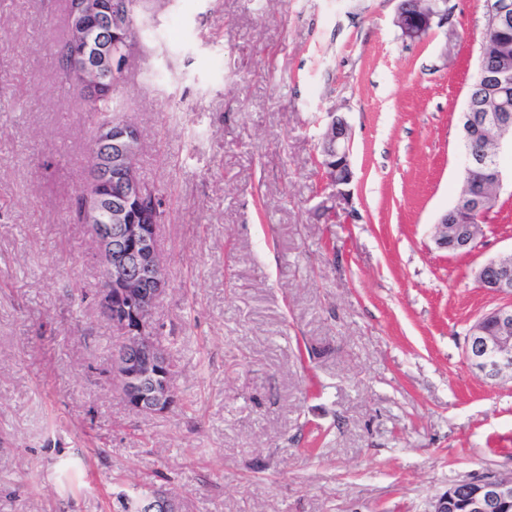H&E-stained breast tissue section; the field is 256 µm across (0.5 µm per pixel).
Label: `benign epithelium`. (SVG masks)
<instances>
[{
  "label": "benign epithelium",
  "mask_w": 512,
  "mask_h": 512,
  "mask_svg": "<svg viewBox=\"0 0 512 512\" xmlns=\"http://www.w3.org/2000/svg\"><path fill=\"white\" fill-rule=\"evenodd\" d=\"M487 30L512 27V0H486ZM112 14V0H81L68 24L81 50L71 59L68 75L91 89L122 74L126 53L116 43L129 41L131 23L101 25ZM449 23L448 0H401L396 24L404 38L420 40ZM478 81L496 103L488 111L467 97L461 116L462 189L454 207L434 224V243L450 253L475 250L482 221L494 209L503 185L502 155L512 148V64L491 67L479 54ZM322 176L346 198L353 179L349 126L343 113H328L321 136ZM137 134L129 127L99 122L92 139L87 183L72 205L77 222L90 228L100 264L95 305L119 337L112 355V373L123 400L145 413H162L177 402L168 352L156 342L162 327L152 317L168 280L158 248L161 223L159 197L140 178L136 166ZM122 190L112 195V177ZM476 280L485 292L512 298V254L478 268ZM466 359L489 380L512 376V303L481 316L470 328ZM138 512H184L183 500L157 490L137 505ZM433 512H512V477L480 476L456 484L438 499Z\"/></svg>",
  "instance_id": "obj_1"
}]
</instances>
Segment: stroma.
<instances>
[{
	"label": "stroma",
	"mask_w": 512,
	"mask_h": 512,
	"mask_svg": "<svg viewBox=\"0 0 512 512\" xmlns=\"http://www.w3.org/2000/svg\"><path fill=\"white\" fill-rule=\"evenodd\" d=\"M400 0H135L114 98L163 201L177 364L168 412L128 406L70 221L94 127L57 79L64 0H0V512H121L130 485L186 512H432L512 475V378L470 367L501 305L475 280L512 252V184L476 249H436L462 186L458 117L484 0L403 39ZM350 126L349 200L322 178ZM322 158L318 168L322 176L336 188V196L344 201L349 195L347 187L353 179L350 161L349 126L342 112L328 113V122L321 136Z\"/></svg>",
	"instance_id": "35a3bbf8"
}]
</instances>
